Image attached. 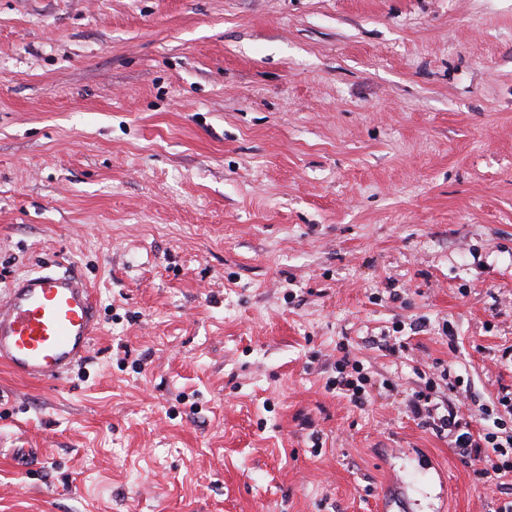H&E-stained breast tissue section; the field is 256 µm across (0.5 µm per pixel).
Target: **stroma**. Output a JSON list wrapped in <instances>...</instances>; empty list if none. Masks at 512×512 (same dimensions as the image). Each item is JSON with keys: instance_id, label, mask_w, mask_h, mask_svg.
I'll return each mask as SVG.
<instances>
[{"instance_id": "stroma-1", "label": "stroma", "mask_w": 512, "mask_h": 512, "mask_svg": "<svg viewBox=\"0 0 512 512\" xmlns=\"http://www.w3.org/2000/svg\"><path fill=\"white\" fill-rule=\"evenodd\" d=\"M57 261L101 329L0 364V512H494L406 398L512 390V0H0V291ZM350 366V360L347 358V354L343 355L342 358L336 364V373L338 375L332 380L327 381L328 386H335L334 389L340 391V393L349 396L350 401L362 403L366 399V378L357 368L356 364H351L352 370L357 374L354 377L353 373H346V368Z\"/></svg>"}]
</instances>
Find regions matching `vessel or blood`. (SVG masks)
Wrapping results in <instances>:
<instances>
[{"instance_id":"1","label":"vessel or blood","mask_w":512,"mask_h":512,"mask_svg":"<svg viewBox=\"0 0 512 512\" xmlns=\"http://www.w3.org/2000/svg\"><path fill=\"white\" fill-rule=\"evenodd\" d=\"M99 324L84 277L44 266L16 279L0 300V362L24 379L61 380L88 354Z\"/></svg>"}]
</instances>
